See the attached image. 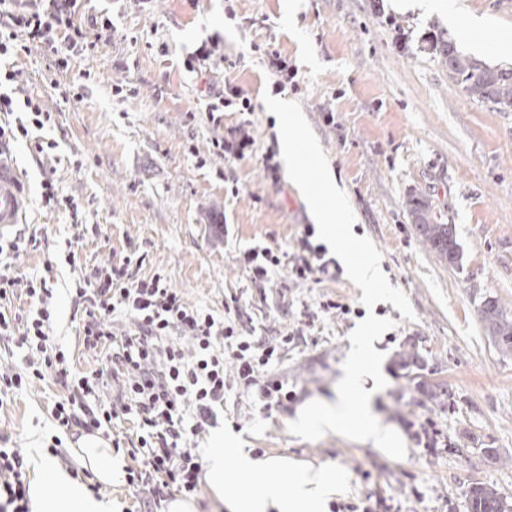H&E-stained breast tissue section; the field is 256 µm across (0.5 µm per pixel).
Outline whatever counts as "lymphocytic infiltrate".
<instances>
[{
    "mask_svg": "<svg viewBox=\"0 0 512 512\" xmlns=\"http://www.w3.org/2000/svg\"><path fill=\"white\" fill-rule=\"evenodd\" d=\"M14 0H0V57H20L39 46L67 69L68 56L86 49V36L73 17L78 0H41L40 7L18 11ZM211 104L209 120L221 127L223 111L234 109L246 118L228 135H214L215 155L238 162L261 155L267 178L278 180L279 165L273 151L258 153L252 131L255 106L234 79ZM22 107L23 121L0 126V143L28 137L41 130L52 114L32 97L22 102L0 92V112ZM313 228H306L292 263L293 281L305 282L336 275V262L324 245L313 243ZM41 246L36 235L18 232L0 239V339L11 341L20 364L0 370V396L13 393L36 380L52 377L62 393L52 409L57 429L66 434H92L114 422L132 419L136 441L127 454L130 486L143 488L145 505L156 512L169 491L194 494L202 473L200 457L187 448L215 420L227 388L225 364H232L244 388H258L263 399H290L282 382L261 380V370L272 362L277 348L241 336L235 316H217L212 310L192 306L172 288L165 273L136 275L138 257L128 253L92 268L82 267L73 246H65V262L79 268L70 294L79 315V338L85 352L102 355L105 363L89 372H77L72 352L54 341L52 309L54 276L22 273L19 260ZM21 301L24 309L7 314L5 305ZM123 376L115 396H105L110 379ZM27 462L21 449L0 447V512H30Z\"/></svg>",
    "mask_w": 512,
    "mask_h": 512,
    "instance_id": "f902f5d3",
    "label": "lymphocytic infiltrate"
}]
</instances>
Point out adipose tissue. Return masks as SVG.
<instances>
[{"instance_id": "adipose-tissue-1", "label": "adipose tissue", "mask_w": 512, "mask_h": 512, "mask_svg": "<svg viewBox=\"0 0 512 512\" xmlns=\"http://www.w3.org/2000/svg\"><path fill=\"white\" fill-rule=\"evenodd\" d=\"M274 108L282 120V158L291 177L304 180L307 166L319 173L318 193L310 200L323 234L343 242V261L359 281L380 280V267L373 251L363 242L350 239L352 216L332 174L323 167L317 152L301 156L297 143L307 133L299 113L284 102ZM376 350L370 337L362 336L334 391L333 398L307 401L289 420V428L303 436L343 432L372 445L385 457L401 461L408 457L401 435L380 422L374 411L379 375L373 366ZM79 462L98 482L113 484L124 478V464L108 443L85 437L76 450ZM206 491L223 503L226 512H330L334 502L353 490V476L344 468L315 464L292 455L253 456L240 447L235 436L218 434L212 439L204 465ZM32 512H120L117 501L95 498L88 487L70 472L40 462L31 483Z\"/></svg>"}]
</instances>
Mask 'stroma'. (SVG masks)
Returning <instances> with one entry per match:
<instances>
[{
  "instance_id": "35a3bbf8",
  "label": "stroma",
  "mask_w": 512,
  "mask_h": 512,
  "mask_svg": "<svg viewBox=\"0 0 512 512\" xmlns=\"http://www.w3.org/2000/svg\"><path fill=\"white\" fill-rule=\"evenodd\" d=\"M101 15L112 30L88 29L94 48L71 55L67 70L37 50L15 60L21 94L52 114L38 136L58 149L45 156L22 139L4 147L25 173L24 225L42 240L20 265L29 275L52 265L56 340L73 349L77 370L97 361L78 348L68 294L75 271L58 246L81 222L98 227L80 243L83 265L133 251L140 275L166 273L188 304L219 315L238 307L244 335L273 342L292 333L266 372L293 400L267 405L232 380L223 410L196 439L199 454L224 431L245 448L345 468L353 512H469L474 483L512 503V355L498 352L480 318L489 298L512 313V112L466 97L437 49L453 38L492 66L512 67V57L494 39L456 37L441 14H403L387 0H81L76 18ZM204 42L235 62L236 82L256 106L261 152L280 136L267 108L275 75L265 50L297 68L299 91L281 97L303 113L356 215L355 234L378 254L379 290L345 271L296 284L286 262L267 282L251 279L241 256L293 251L313 221L309 196L287 171L273 182L259 159L231 164L212 154L207 113L224 69L199 75L184 66ZM48 178L75 198L79 216L42 208ZM415 194L453 225L459 267L420 241L407 206ZM329 300L350 314L325 310ZM365 330L384 377L375 412L410 451L400 462L347 434L300 436L288 427L306 401L332 397ZM409 349L419 368L401 366ZM57 395L37 380L0 408V435L29 460L46 459L57 440L77 446L56 434Z\"/></svg>"
}]
</instances>
